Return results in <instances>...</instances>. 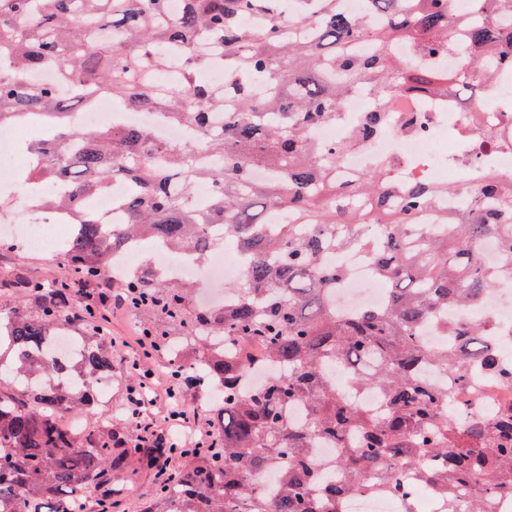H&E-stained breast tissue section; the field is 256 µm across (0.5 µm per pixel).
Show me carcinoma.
<instances>
[{
    "instance_id": "obj_1",
    "label": "carcinoma",
    "mask_w": 512,
    "mask_h": 512,
    "mask_svg": "<svg viewBox=\"0 0 512 512\" xmlns=\"http://www.w3.org/2000/svg\"><path fill=\"white\" fill-rule=\"evenodd\" d=\"M170 2L0 0V133L32 113L56 129L27 145L35 164L19 177L68 185L66 195L34 201L75 224L60 249L72 283L108 276L111 249L140 234L199 262L213 247L207 224L223 225L224 239L248 258L249 287L224 308L203 306L192 285L147 270L126 278V302L150 322L146 335L166 353L176 389L224 385V402L211 409L214 449L185 454L142 512H339L354 491L399 490L387 471L365 478L390 456L448 499V512H461L463 489L471 491L466 512L512 496V410L463 420L448 407V389L422 374L452 363L462 379L469 357L506 376L479 325H455L454 342L438 351L419 335L435 310L478 307L499 277H512V195L486 181L451 221V235L421 239L417 215L449 189L416 179L397 191L381 164L347 180L343 148L309 138L359 85L399 95L478 92L492 84L488 58L512 72V29L495 24L512 13V0H472L479 20L457 13L454 0H367L381 17L374 28L345 13L342 0H179L175 14ZM450 31L463 42L453 71L388 52L409 41L441 57L456 49ZM361 38L375 52L357 53ZM205 44L222 55L221 89L199 77L195 55ZM172 53L189 62L178 80L161 84L157 74ZM48 65L70 96L23 82ZM97 96L191 127L195 138L166 146L137 124L83 130L72 110ZM117 179L129 183L126 219L105 233L90 199ZM201 183L211 186L204 202L195 200ZM371 226L384 235L370 253L388 285L387 305L338 315L330 295L342 272L325 261L340 245H366ZM488 236L505 254L498 269L472 247ZM68 288L32 282L22 303L0 311V512H79L77 490L93 496L94 512H114L122 489L112 486V472L133 461L151 468L167 455L144 438L120 439L110 422L87 434L66 422L97 403L98 381L112 376L106 316ZM62 329L83 347L81 358L60 365L39 357ZM214 335L224 337L220 352ZM338 367L354 387L380 389L383 409L371 414L349 402L328 379ZM294 404L304 410L303 430L289 414ZM315 436L336 442L334 466L345 474L324 482L318 498ZM274 466L280 477L265 494L260 484Z\"/></svg>"
}]
</instances>
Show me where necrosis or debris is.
Returning <instances> with one entry per match:
<instances>
[{"label":"necrosis or debris","instance_id":"obj_1","mask_svg":"<svg viewBox=\"0 0 512 512\" xmlns=\"http://www.w3.org/2000/svg\"><path fill=\"white\" fill-rule=\"evenodd\" d=\"M496 91L465 100L458 93L443 96L390 95L379 97L370 87H361L347 98L343 112L334 123L312 130V138L320 143H346L341 173L353 179L377 165H385L388 180L404 186L422 178L430 184L450 183L458 188L453 196L436 197L418 221L433 223L440 215L455 212L468 198L471 189L493 179L512 190V143L505 132L512 130V95L503 88L512 83V74L495 71ZM381 112L383 122L370 138L354 139L359 124L372 112ZM81 126L106 130L139 123L154 129L159 141L178 144L190 138L188 128L165 123L156 115L142 112H117L109 98H98L78 117ZM28 125H14L0 133V195L13 200V211L0 215V235L24 240L37 249L60 248L73 231L58 213L52 212L38 224L20 220L27 210L33 192L43 195L62 193L63 185L45 184L32 190L18 179L22 166L21 138ZM149 256L157 275L175 280H200L205 284L202 298L218 304L234 301L235 293L217 289V282L230 279L245 286V259L234 253L224 260L213 251L204 263L189 261L183 254L164 246L144 252L137 241L128 240L112 252V269L126 272ZM331 262L343 269L345 277L331 294V306L338 314L350 315L367 307L383 306L387 296L378 286L379 279L366 253L359 249L336 251ZM479 318L484 324L490 346L500 350L504 366H512V279L500 278L486 294ZM431 381L448 389L450 407L465 410L499 411L512 407V383L489 376L477 363H470L465 383H458L452 373L436 368L426 371Z\"/></svg>","mask_w":512,"mask_h":512}]
</instances>
